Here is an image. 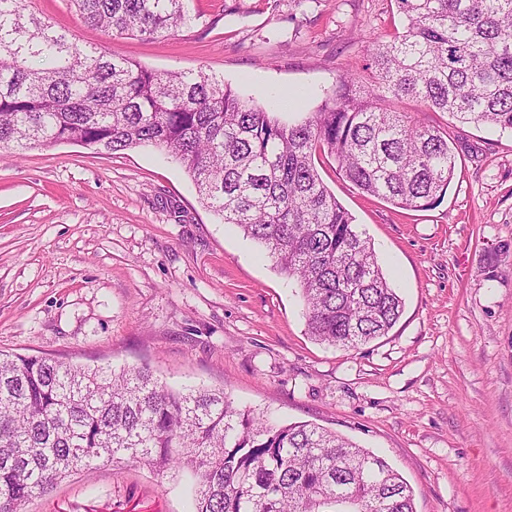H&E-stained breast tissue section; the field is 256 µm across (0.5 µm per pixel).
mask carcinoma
Wrapping results in <instances>:
<instances>
[{
    "label": "carcinoma",
    "instance_id": "carcinoma-1",
    "mask_svg": "<svg viewBox=\"0 0 512 512\" xmlns=\"http://www.w3.org/2000/svg\"><path fill=\"white\" fill-rule=\"evenodd\" d=\"M70 2L112 38L154 40L197 20L190 0ZM395 2L404 31L370 39L369 75L340 79L316 111L283 124L202 70L146 69L0 0V148H157L299 282L309 334L354 348L386 335L403 301L322 181L317 152L362 192L427 208L448 190L455 155L440 129L391 102L512 130V0ZM121 460L191 469L193 512H415L384 458L313 423L272 425L222 390L173 391L147 367L0 352V512Z\"/></svg>",
    "mask_w": 512,
    "mask_h": 512
}]
</instances>
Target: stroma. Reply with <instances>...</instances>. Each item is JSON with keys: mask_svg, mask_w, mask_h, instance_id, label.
<instances>
[{"mask_svg": "<svg viewBox=\"0 0 512 512\" xmlns=\"http://www.w3.org/2000/svg\"><path fill=\"white\" fill-rule=\"evenodd\" d=\"M23 5L147 69L213 74L290 124L366 75L369 36L404 26L395 0H193L192 27L148 41L108 37L69 0ZM424 118L457 156L432 207H396L315 160L404 301L386 336L349 349L309 336L296 281L173 158L0 149V350L221 389L384 457L416 512H512V130ZM193 484L186 468L112 464L25 512H190Z\"/></svg>", "mask_w": 512, "mask_h": 512, "instance_id": "obj_1", "label": "stroma"}]
</instances>
